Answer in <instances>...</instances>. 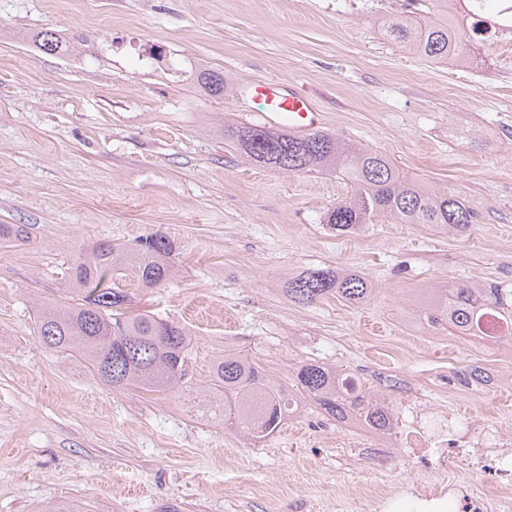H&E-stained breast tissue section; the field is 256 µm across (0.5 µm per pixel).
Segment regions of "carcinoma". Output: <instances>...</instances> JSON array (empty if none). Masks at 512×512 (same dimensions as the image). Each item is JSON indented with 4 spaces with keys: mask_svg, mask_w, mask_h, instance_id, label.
Instances as JSON below:
<instances>
[{
    "mask_svg": "<svg viewBox=\"0 0 512 512\" xmlns=\"http://www.w3.org/2000/svg\"><path fill=\"white\" fill-rule=\"evenodd\" d=\"M433 16L415 13L386 17V35L432 64L474 62V43L485 40L483 23L466 9L467 0H428ZM42 52L59 57L72 53L69 41L42 29L32 34ZM189 78L213 99L224 98V73L196 69ZM224 145L255 165L292 175H326L351 184V197L336 202L325 214L326 226L339 234L364 230L379 217L399 224H424L432 230L465 235L474 213L464 200L429 188L406 175L386 154L361 147L333 134L315 131L294 135L265 125L226 122ZM26 224H0V243L26 244ZM173 247L163 235L142 238L132 247L95 243L80 253L66 272L70 299L44 304L35 321L42 347L81 358L92 373L112 389L141 387L188 398L191 408L238 428L255 441L274 434L282 421L316 405L338 422L366 419L375 430L390 428V407L370 390L350 395L340 388L333 366L306 362L294 372L295 391L277 389L261 365L249 356L226 352L212 358L208 387H194L190 374L192 333L181 322L151 312L129 310L124 288L129 280L156 288L174 275ZM285 291L293 301L312 304L334 296L357 306L376 293L372 281L355 272L307 269L288 279ZM430 309L463 336L484 335L486 318L500 319L506 331L499 340L512 344V288L460 284L431 294Z\"/></svg>",
    "mask_w": 512,
    "mask_h": 512,
    "instance_id": "1",
    "label": "carcinoma"
}]
</instances>
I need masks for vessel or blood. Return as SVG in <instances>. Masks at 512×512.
I'll use <instances>...</instances> for the list:
<instances>
[{
	"instance_id": "obj_1",
	"label": "vessel or blood",
	"mask_w": 512,
	"mask_h": 512,
	"mask_svg": "<svg viewBox=\"0 0 512 512\" xmlns=\"http://www.w3.org/2000/svg\"><path fill=\"white\" fill-rule=\"evenodd\" d=\"M240 92L263 103L261 117L270 127L285 128L296 134L317 127L319 114L311 97L304 93L285 88L276 81L246 83Z\"/></svg>"
}]
</instances>
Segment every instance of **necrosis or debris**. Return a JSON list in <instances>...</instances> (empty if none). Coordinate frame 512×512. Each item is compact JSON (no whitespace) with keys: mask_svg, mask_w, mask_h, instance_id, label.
I'll list each match as a JSON object with an SVG mask.
<instances>
[{"mask_svg":"<svg viewBox=\"0 0 512 512\" xmlns=\"http://www.w3.org/2000/svg\"><path fill=\"white\" fill-rule=\"evenodd\" d=\"M397 425L386 442L403 448L416 478L379 487L356 499V512H395L411 501L415 512H434L454 501L457 512H512V433L496 421L465 426L452 415L420 402L399 399ZM476 468L486 475L491 494L479 496L453 478V470Z\"/></svg>","mask_w":512,"mask_h":512,"instance_id":"1","label":"necrosis or debris"}]
</instances>
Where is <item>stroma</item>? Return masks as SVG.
Listing matches in <instances>:
<instances>
[{"mask_svg":"<svg viewBox=\"0 0 512 512\" xmlns=\"http://www.w3.org/2000/svg\"><path fill=\"white\" fill-rule=\"evenodd\" d=\"M409 0H0V224L33 240L0 247V512H337L410 479L399 449L349 458L353 428L314 405L261 442L192 417L174 395L112 389L78 357L42 349L38 304L65 300V272L95 242L159 233L177 275L126 289L134 308L194 333L197 385L230 350L289 388L299 363L356 373L380 398L395 379L463 421L512 423V356L485 364L475 339L428 320L431 289L512 283V39L468 67L433 65L391 43L381 17ZM70 39L66 58L32 33ZM224 75L205 96L168 64ZM313 94L320 128L388 154L410 176L464 199L469 235L375 220L337 236L328 207L351 189L289 175L227 149L224 122L261 119L249 81ZM309 267L357 272L378 292L353 308L291 301ZM472 365L501 378L469 397L435 374Z\"/></svg>","mask_w":512,"mask_h":512,"instance_id":"1","label":"stroma"}]
</instances>
